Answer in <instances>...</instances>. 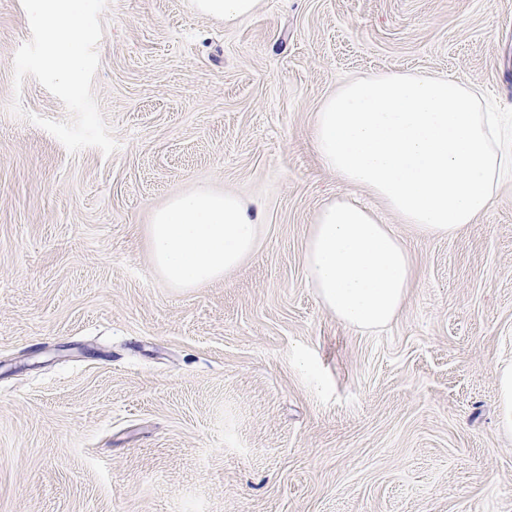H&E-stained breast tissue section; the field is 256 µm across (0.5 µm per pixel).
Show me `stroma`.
<instances>
[{
  "label": "stroma",
  "instance_id": "35a3bbf8",
  "mask_svg": "<svg viewBox=\"0 0 512 512\" xmlns=\"http://www.w3.org/2000/svg\"><path fill=\"white\" fill-rule=\"evenodd\" d=\"M93 92L118 143L69 154L0 0V512H512V174L479 223L424 237L386 209L413 281L395 320L338 322L306 283L318 208L355 193L312 124L387 71L480 87L512 127V0H108ZM20 101L24 116L11 110ZM200 183L258 214L255 252L183 290L149 226ZM258 0H195V7L201 14L224 18L234 22L250 18L256 12ZM499 425L505 433H512V364L497 369Z\"/></svg>",
  "mask_w": 512,
  "mask_h": 512
}]
</instances>
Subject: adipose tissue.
Masks as SVG:
<instances>
[{
	"label": "adipose tissue",
	"mask_w": 512,
	"mask_h": 512,
	"mask_svg": "<svg viewBox=\"0 0 512 512\" xmlns=\"http://www.w3.org/2000/svg\"><path fill=\"white\" fill-rule=\"evenodd\" d=\"M481 93L452 78L386 72L345 82L314 115L328 172L370 191L418 233L454 238L493 204L512 148ZM159 274L178 288L223 279L255 250L259 223L236 195L199 185L149 227ZM306 280L346 326L374 330L400 312L412 281L406 243L350 196L325 201L304 247Z\"/></svg>",
	"instance_id": "1"
}]
</instances>
